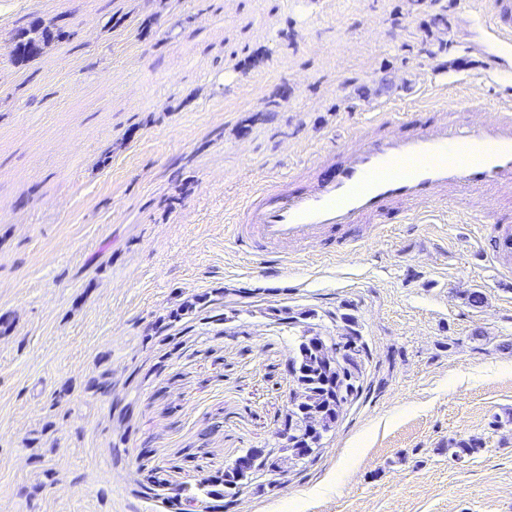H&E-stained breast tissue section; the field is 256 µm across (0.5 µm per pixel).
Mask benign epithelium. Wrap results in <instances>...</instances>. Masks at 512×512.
<instances>
[{"instance_id":"benign-epithelium-1","label":"benign epithelium","mask_w":512,"mask_h":512,"mask_svg":"<svg viewBox=\"0 0 512 512\" xmlns=\"http://www.w3.org/2000/svg\"><path fill=\"white\" fill-rule=\"evenodd\" d=\"M341 337L326 336L316 340L312 360L318 373L325 379L343 380L344 384L358 378L361 373V355L339 347ZM305 398L300 385L296 384L288 393V413L284 422L275 428V435L286 440L292 459L309 458L321 446L324 436L335 426L333 414L328 407L311 410L304 405ZM267 456L260 450H250L237 457L228 468L240 474L253 475L266 463Z\"/></svg>"}]
</instances>
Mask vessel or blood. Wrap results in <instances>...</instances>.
I'll list each match as a JSON object with an SVG mask.
<instances>
[{
	"instance_id": "obj_1",
	"label": "vessel or blood",
	"mask_w": 512,
	"mask_h": 512,
	"mask_svg": "<svg viewBox=\"0 0 512 512\" xmlns=\"http://www.w3.org/2000/svg\"><path fill=\"white\" fill-rule=\"evenodd\" d=\"M487 24L495 59L512 47V0H490ZM495 84V102L443 96L423 105L405 131L377 108L342 142L338 160L318 153L300 169L310 180L303 190H289L284 175L262 177L232 226L236 242L244 247L258 238L276 254L351 225L373 234L393 209L413 220L455 209L467 222L485 225L488 258L511 277L512 222L492 202L512 188V73L496 72Z\"/></svg>"
}]
</instances>
